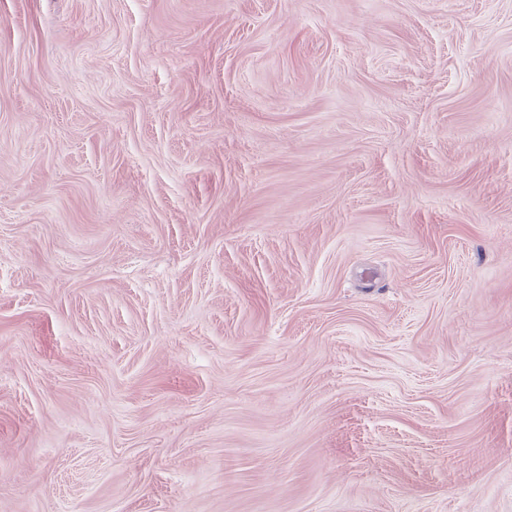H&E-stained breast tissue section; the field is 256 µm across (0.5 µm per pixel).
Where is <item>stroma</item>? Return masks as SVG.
<instances>
[{
  "instance_id": "1",
  "label": "stroma",
  "mask_w": 512,
  "mask_h": 512,
  "mask_svg": "<svg viewBox=\"0 0 512 512\" xmlns=\"http://www.w3.org/2000/svg\"><path fill=\"white\" fill-rule=\"evenodd\" d=\"M0 512H512V0H0Z\"/></svg>"
}]
</instances>
